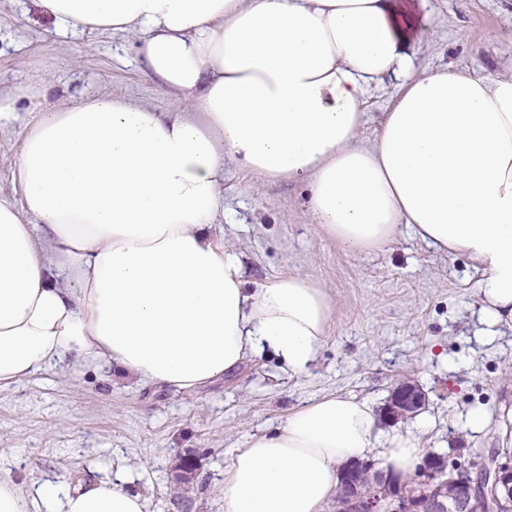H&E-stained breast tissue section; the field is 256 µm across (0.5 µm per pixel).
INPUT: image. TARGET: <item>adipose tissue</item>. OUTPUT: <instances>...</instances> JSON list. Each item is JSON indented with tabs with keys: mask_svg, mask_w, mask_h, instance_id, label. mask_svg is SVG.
<instances>
[{
	"mask_svg": "<svg viewBox=\"0 0 512 512\" xmlns=\"http://www.w3.org/2000/svg\"><path fill=\"white\" fill-rule=\"evenodd\" d=\"M54 32H125L178 108L87 95L24 126L0 194V389L71 359L190 391L248 355L308 372L327 335L326 290L299 275L249 288L213 232L225 158L305 181L308 213L355 251L408 227L465 254L488 322L512 325V65L479 76L419 73L389 0H35ZM402 93L372 145L361 98ZM376 454L409 473L410 428L329 395L250 436L224 475L225 512H326L342 465ZM124 472L28 492L0 473V512H144Z\"/></svg>",
	"mask_w": 512,
	"mask_h": 512,
	"instance_id": "1",
	"label": "adipose tissue"
}]
</instances>
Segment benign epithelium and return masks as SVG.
<instances>
[{"mask_svg":"<svg viewBox=\"0 0 512 512\" xmlns=\"http://www.w3.org/2000/svg\"><path fill=\"white\" fill-rule=\"evenodd\" d=\"M426 403L425 393L415 384L403 382L392 391L384 408L386 419L397 422L413 416ZM416 483L430 489L413 494L409 481L394 473L375 471L358 462L343 465L337 512H491L492 504H512V455L490 453L486 469L476 476L468 470L447 471L442 457L429 454L417 474Z\"/></svg>","mask_w":512,"mask_h":512,"instance_id":"1","label":"benign epithelium"}]
</instances>
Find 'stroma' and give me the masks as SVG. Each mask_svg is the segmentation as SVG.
Returning <instances> with one entry per match:
<instances>
[{"instance_id":"obj_1","label":"stroma","mask_w":512,"mask_h":512,"mask_svg":"<svg viewBox=\"0 0 512 512\" xmlns=\"http://www.w3.org/2000/svg\"><path fill=\"white\" fill-rule=\"evenodd\" d=\"M426 20L407 51L420 69L446 65L487 75L512 60V0H393ZM136 37L86 31L68 38L31 0H0V91L48 77V102L87 94L123 95L156 111L176 101L144 67ZM401 92L386 80L362 100L359 138H377ZM27 112L0 129V193L11 172ZM304 183L268 181L224 162V218L214 232L241 254L249 287L300 275L326 289L332 321L306 374L289 375L269 352L251 355L223 379L188 392L149 387L118 368L64 366L0 390V464L22 484L133 472L145 512H225L224 473L235 449L274 430L297 407L327 395H354L383 408L411 381L425 392L430 420L421 442L447 462L479 465L491 448L512 449V329L489 326L478 277L463 256L448 257L409 231L388 246L352 252L314 224ZM490 418L478 434L467 412ZM195 476L176 485L182 458Z\"/></svg>"}]
</instances>
